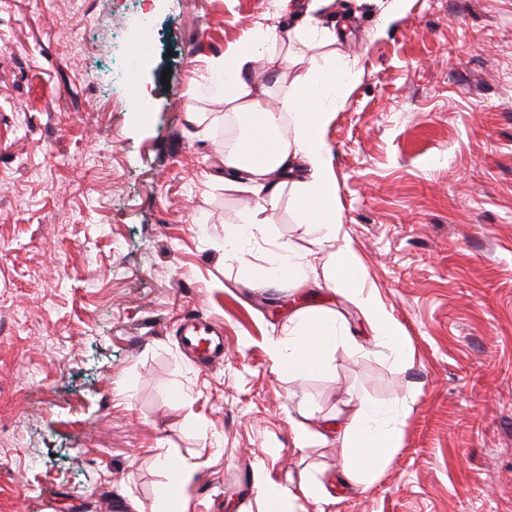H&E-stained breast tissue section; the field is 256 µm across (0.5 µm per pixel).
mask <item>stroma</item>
Here are the masks:
<instances>
[{
	"label": "stroma",
	"mask_w": 512,
	"mask_h": 512,
	"mask_svg": "<svg viewBox=\"0 0 512 512\" xmlns=\"http://www.w3.org/2000/svg\"><path fill=\"white\" fill-rule=\"evenodd\" d=\"M332 0V50L361 74L325 128L339 236L414 352L397 362L323 264L301 288L255 285L266 240L318 245L281 200L248 264L224 227L255 197L224 185L214 65L275 0H157L136 57L135 0H0V512H258L257 476L322 481L307 512H512V0ZM136 69L153 102L112 89ZM333 309L363 346L291 382L268 342L302 308ZM223 326L224 360L181 340ZM412 399L367 490L341 485L335 438L357 400ZM159 465L168 470L172 476V479L176 482V488L186 486L193 480L195 468L189 464H180L174 466L163 454L157 455Z\"/></svg>",
	"instance_id": "35a3bbf8"
}]
</instances>
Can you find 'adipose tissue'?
Here are the masks:
<instances>
[{
	"mask_svg": "<svg viewBox=\"0 0 512 512\" xmlns=\"http://www.w3.org/2000/svg\"><path fill=\"white\" fill-rule=\"evenodd\" d=\"M336 41L334 30L314 23L286 35L259 24L225 53L224 107L241 136L235 148L224 153V182L249 184L263 190L264 197L244 211L239 223L225 225L224 245L236 249L242 239L273 223L282 193L290 192L309 233L334 246L327 259L328 283L353 286L352 298L381 345L408 366L413 352L398 323L385 314L373 293L357 287V256L337 242L340 215L336 179L324 129L331 112L347 97L357 73L336 56L314 54L316 48ZM261 59L273 63L281 79L299 66L307 68L305 79L294 84L284 106L290 122H282V113L270 108L268 86L245 78L248 68ZM314 263V255L299 256L287 245L277 244L268 251L257 281L264 288L288 282L299 288L307 283V271ZM347 339L348 330L334 313L325 308L302 309L295 313L285 337L271 344L270 354L278 372L297 380L326 370L329 353ZM408 411L404 402H358L351 421L342 432H336L345 484L368 488L377 482L401 446V426ZM325 494L323 484L309 478L300 482L295 493L264 485L260 488V512H297L299 501L318 503Z\"/></svg>",
	"mask_w": 512,
	"mask_h": 512,
	"instance_id": "obj_1",
	"label": "adipose tissue"
}]
</instances>
